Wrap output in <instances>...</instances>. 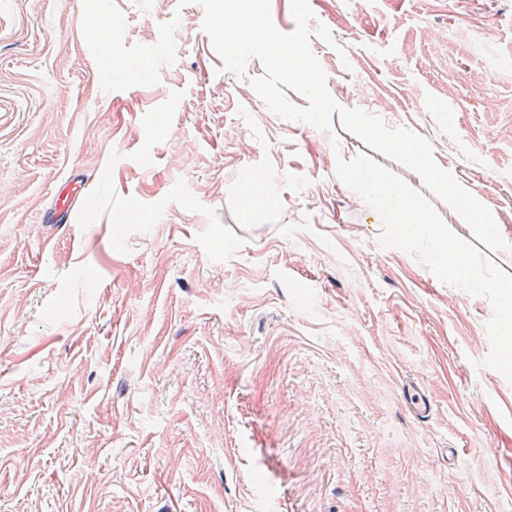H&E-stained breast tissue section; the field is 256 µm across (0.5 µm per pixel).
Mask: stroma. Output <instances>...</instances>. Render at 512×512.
I'll use <instances>...</instances> for the list:
<instances>
[{
	"instance_id": "stroma-1",
	"label": "stroma",
	"mask_w": 512,
	"mask_h": 512,
	"mask_svg": "<svg viewBox=\"0 0 512 512\" xmlns=\"http://www.w3.org/2000/svg\"><path fill=\"white\" fill-rule=\"evenodd\" d=\"M115 4L129 47L180 15L158 84L103 89L83 0H0V512H512L490 301L379 245L335 174L366 145L275 115L200 5ZM310 5L331 96L429 140L512 243V0ZM76 175L90 210L43 223Z\"/></svg>"
}]
</instances>
